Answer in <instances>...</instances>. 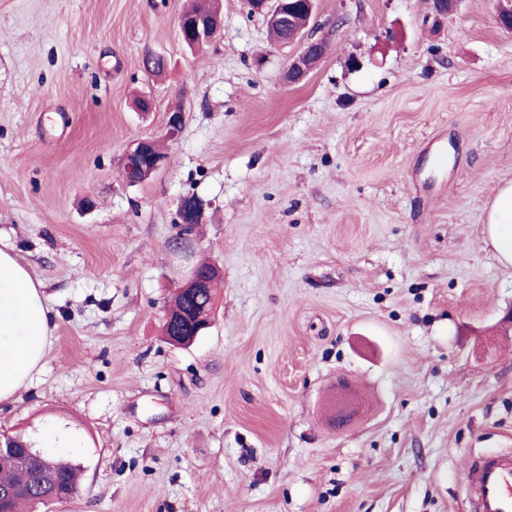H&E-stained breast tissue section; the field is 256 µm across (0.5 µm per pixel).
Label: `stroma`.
<instances>
[{"label": "stroma", "mask_w": 512, "mask_h": 512, "mask_svg": "<svg viewBox=\"0 0 512 512\" xmlns=\"http://www.w3.org/2000/svg\"><path fill=\"white\" fill-rule=\"evenodd\" d=\"M189 2L0 0V248L52 315L0 435L71 438L82 488L46 512H468L471 455L512 451V268L483 235L512 181L496 0L437 26L428 0H317L329 48L296 83L298 43L245 0L187 49ZM138 139L168 159L129 185ZM181 236L222 271L187 348L161 335Z\"/></svg>", "instance_id": "35a3bbf8"}]
</instances>
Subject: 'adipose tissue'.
Segmentation results:
<instances>
[{
	"label": "adipose tissue",
	"mask_w": 512,
	"mask_h": 512,
	"mask_svg": "<svg viewBox=\"0 0 512 512\" xmlns=\"http://www.w3.org/2000/svg\"><path fill=\"white\" fill-rule=\"evenodd\" d=\"M483 234L499 262L512 266V182L496 193ZM48 313L41 283L16 254L0 249V402L26 387L41 361L50 334Z\"/></svg>",
	"instance_id": "ef3b65f1"
}]
</instances>
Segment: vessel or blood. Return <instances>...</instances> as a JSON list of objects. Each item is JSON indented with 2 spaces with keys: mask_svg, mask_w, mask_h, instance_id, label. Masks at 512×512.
Listing matches in <instances>:
<instances>
[{
  "mask_svg": "<svg viewBox=\"0 0 512 512\" xmlns=\"http://www.w3.org/2000/svg\"><path fill=\"white\" fill-rule=\"evenodd\" d=\"M467 483L475 512H512V454H482L470 463Z\"/></svg>",
  "mask_w": 512,
  "mask_h": 512,
  "instance_id": "vessel-or-blood-1",
  "label": "vessel or blood"
}]
</instances>
